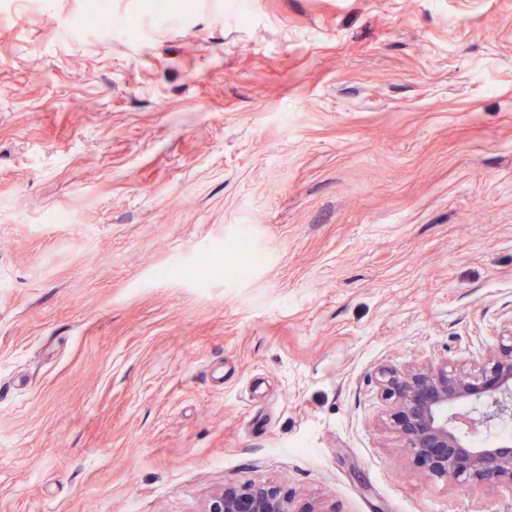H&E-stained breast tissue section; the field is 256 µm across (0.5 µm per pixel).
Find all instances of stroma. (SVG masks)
Returning <instances> with one entry per match:
<instances>
[{
    "label": "stroma",
    "mask_w": 512,
    "mask_h": 512,
    "mask_svg": "<svg viewBox=\"0 0 512 512\" xmlns=\"http://www.w3.org/2000/svg\"><path fill=\"white\" fill-rule=\"evenodd\" d=\"M98 2L0 0V512H512L376 380L512 325V0ZM205 512H324L312 503L296 504L294 498L271 483L224 484L213 494Z\"/></svg>",
    "instance_id": "obj_1"
}]
</instances>
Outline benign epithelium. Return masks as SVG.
<instances>
[{
  "mask_svg": "<svg viewBox=\"0 0 512 512\" xmlns=\"http://www.w3.org/2000/svg\"><path fill=\"white\" fill-rule=\"evenodd\" d=\"M383 427L413 457L425 478L466 488L512 486V437L494 446L482 432L512 422V327L485 357L471 363H416L382 367ZM468 406L464 415L455 412ZM206 512H319L296 504L271 483L226 484Z\"/></svg>",
  "mask_w": 512,
  "mask_h": 512,
  "instance_id": "obj_1",
  "label": "benign epithelium"
}]
</instances>
